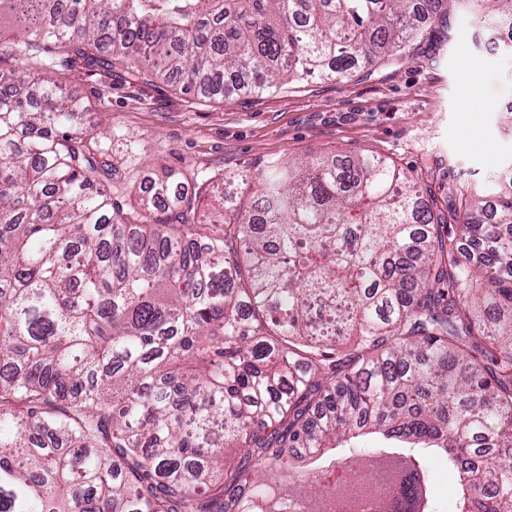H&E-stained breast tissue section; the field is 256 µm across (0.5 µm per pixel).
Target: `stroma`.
<instances>
[{
  "label": "stroma",
  "instance_id": "35a3bbf8",
  "mask_svg": "<svg viewBox=\"0 0 512 512\" xmlns=\"http://www.w3.org/2000/svg\"><path fill=\"white\" fill-rule=\"evenodd\" d=\"M477 12L453 0L408 52L366 74L256 95L233 86L205 98L121 62L110 72L56 68L78 95L94 142L122 175L153 185L166 172L222 170L224 189L250 202L269 162L373 152L428 185L494 187L512 165V58L489 46Z\"/></svg>",
  "mask_w": 512,
  "mask_h": 512
}]
</instances>
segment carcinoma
Returning a JSON list of instances; mask_svg holds the SVG:
<instances>
[{"label": "carcinoma", "mask_w": 512, "mask_h": 512, "mask_svg": "<svg viewBox=\"0 0 512 512\" xmlns=\"http://www.w3.org/2000/svg\"><path fill=\"white\" fill-rule=\"evenodd\" d=\"M446 2L0 0V512H341L391 461L388 512H431L432 459L457 512H512V169L440 209L373 154L276 161L213 206L219 170L105 172L49 77L263 94L402 54Z\"/></svg>", "instance_id": "carcinoma-1"}]
</instances>
